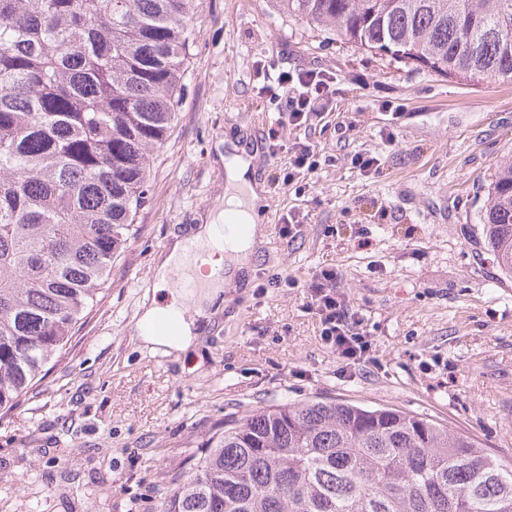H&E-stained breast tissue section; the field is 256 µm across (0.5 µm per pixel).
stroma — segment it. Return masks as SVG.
Returning a JSON list of instances; mask_svg holds the SVG:
<instances>
[{"label": "stroma", "instance_id": "1", "mask_svg": "<svg viewBox=\"0 0 512 512\" xmlns=\"http://www.w3.org/2000/svg\"><path fill=\"white\" fill-rule=\"evenodd\" d=\"M193 25L178 121L104 297L0 417V512H158L225 418L272 403L394 407L511 461L512 276L493 263L480 215L495 170L512 161V82L392 62L271 0H195ZM300 68L332 72L334 93L319 125L288 132L328 158L295 187L277 182L288 156L270 150L281 106L258 89L264 72ZM235 143L256 149L266 191L248 285L225 289L193 356L132 345L155 257L223 209ZM357 153L377 157L378 172L353 168ZM291 216L300 231L282 237ZM322 268L336 270L373 362L345 365L304 310L300 284Z\"/></svg>", "mask_w": 512, "mask_h": 512}]
</instances>
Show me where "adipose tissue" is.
<instances>
[{"label": "adipose tissue", "instance_id": "obj_1", "mask_svg": "<svg viewBox=\"0 0 512 512\" xmlns=\"http://www.w3.org/2000/svg\"><path fill=\"white\" fill-rule=\"evenodd\" d=\"M252 159V154L244 150L225 157L224 211L209 213L203 223L192 225L187 234L173 237L156 259L155 291L168 288L171 273L188 267L199 283L197 292L188 296L183 291H174L172 302L163 307L156 304L153 296L144 297L142 314L129 334L131 341L145 343L168 355L185 354L197 347L205 326L219 310L224 289L229 287L234 274L247 268L258 244L265 239L261 226L266 207L264 188L247 176ZM228 212L245 224L246 230L219 246L215 243L217 227ZM193 248L198 251L199 262L191 266L187 256ZM162 316L177 319L176 334L150 332V324Z\"/></svg>", "mask_w": 512, "mask_h": 512}]
</instances>
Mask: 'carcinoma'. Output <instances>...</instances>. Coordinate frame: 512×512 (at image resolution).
<instances>
[{
	"mask_svg": "<svg viewBox=\"0 0 512 512\" xmlns=\"http://www.w3.org/2000/svg\"><path fill=\"white\" fill-rule=\"evenodd\" d=\"M448 79L512 82V0H278ZM194 0H0V411L97 302L178 115ZM512 274V162L483 214ZM161 512H512V461L393 407L305 401L224 423Z\"/></svg>",
	"mask_w": 512,
	"mask_h": 512,
	"instance_id": "obj_1",
	"label": "carcinoma"
}]
</instances>
